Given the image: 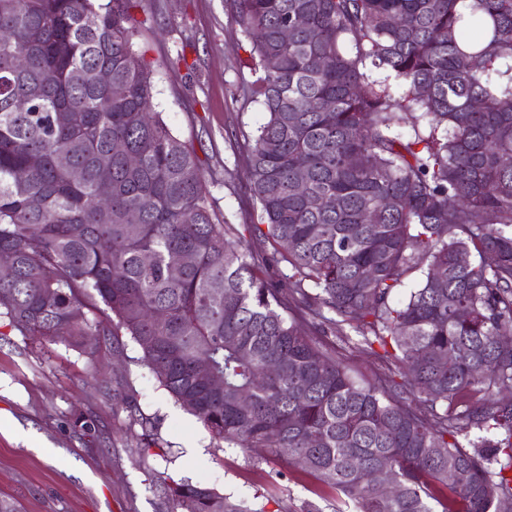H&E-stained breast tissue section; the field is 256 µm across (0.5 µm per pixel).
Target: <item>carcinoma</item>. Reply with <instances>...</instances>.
Listing matches in <instances>:
<instances>
[{
  "label": "carcinoma",
  "instance_id": "carcinoma-1",
  "mask_svg": "<svg viewBox=\"0 0 512 512\" xmlns=\"http://www.w3.org/2000/svg\"><path fill=\"white\" fill-rule=\"evenodd\" d=\"M457 3L234 0L265 114L248 229L288 263L284 289L267 256L215 223L193 145L154 111L137 0H0V265L14 269L0 317L72 347L129 336L216 442L287 451L353 512H512V346L496 341L512 335V0H474L467 16ZM101 68L123 95L95 81ZM405 112L424 124L396 131ZM311 317L353 329L399 379L357 383L315 344ZM385 464L392 490L368 479ZM163 484L169 512H267Z\"/></svg>",
  "mask_w": 512,
  "mask_h": 512
}]
</instances>
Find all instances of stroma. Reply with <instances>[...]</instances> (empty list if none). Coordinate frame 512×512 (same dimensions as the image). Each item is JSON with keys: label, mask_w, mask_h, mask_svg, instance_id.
Segmentation results:
<instances>
[{"label": "stroma", "mask_w": 512, "mask_h": 512, "mask_svg": "<svg viewBox=\"0 0 512 512\" xmlns=\"http://www.w3.org/2000/svg\"><path fill=\"white\" fill-rule=\"evenodd\" d=\"M232 12L233 0H140L135 43L154 67L156 111L194 146L219 222L241 233L258 221L245 157L263 114ZM314 339L360 383L388 371L345 336ZM141 357L126 336L75 348L0 318V498L20 512H167L161 480L170 476L269 512H334L335 490L285 457L217 446Z\"/></svg>", "instance_id": "1"}]
</instances>
